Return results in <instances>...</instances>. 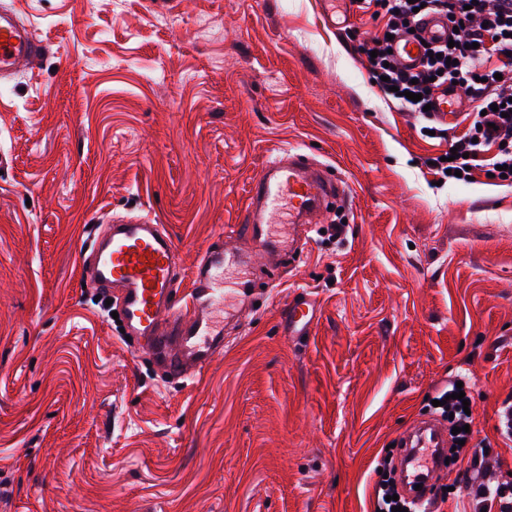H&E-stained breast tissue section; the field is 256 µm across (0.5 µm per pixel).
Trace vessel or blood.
<instances>
[{"label":"vessel or blood","mask_w":512,"mask_h":512,"mask_svg":"<svg viewBox=\"0 0 512 512\" xmlns=\"http://www.w3.org/2000/svg\"><path fill=\"white\" fill-rule=\"evenodd\" d=\"M448 39V22L431 14L420 23L418 37L398 51L406 63H418L425 44ZM46 47L13 11H0V79L32 67ZM341 184L322 170L286 150L273 157L249 189L247 215L231 232L252 249L273 256L280 243L276 228L288 226L290 237L303 234L315 219L341 201ZM223 247L202 256L187 299H178L176 247L163 225L128 221L105 225L97 248L84 261V275L104 288L118 289V302L128 333L146 338L156 360L170 374L190 378L218 352L223 337L214 320L223 302ZM317 305L305 291L288 303V338L308 336ZM448 446L447 432L436 422H421L397 460L398 472L419 504H426L434 478L441 475L440 455Z\"/></svg>","instance_id":"b4317fda"}]
</instances>
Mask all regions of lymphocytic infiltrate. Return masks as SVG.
Returning <instances> with one entry per match:
<instances>
[{
  "mask_svg": "<svg viewBox=\"0 0 512 512\" xmlns=\"http://www.w3.org/2000/svg\"><path fill=\"white\" fill-rule=\"evenodd\" d=\"M421 6L447 17L456 29L454 43L429 48L420 66L409 68L391 48L395 38L409 34ZM357 8L375 24L360 50L369 57L370 77L378 90L400 109L417 113L425 130L459 153L453 161L436 162L435 173L458 170L467 180L471 166L484 159L489 173L505 167L506 180L512 183V0H359ZM453 84L470 102L465 115L469 128L460 136L450 134L447 124L426 109L434 94ZM500 105L505 113H497ZM456 391V385L446 387L448 400L441 414L460 430L462 444L456 453L468 460L463 487L486 512H512V484L495 480L490 470V441H479L474 451L467 445L472 435L464 427L473 418L456 399Z\"/></svg>",
  "mask_w": 512,
  "mask_h": 512,
  "instance_id": "f902f5d3",
  "label": "lymphocytic infiltrate"
}]
</instances>
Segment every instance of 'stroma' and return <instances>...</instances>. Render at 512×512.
Returning <instances> with one entry per match:
<instances>
[{
    "instance_id": "obj_1",
    "label": "stroma",
    "mask_w": 512,
    "mask_h": 512,
    "mask_svg": "<svg viewBox=\"0 0 512 512\" xmlns=\"http://www.w3.org/2000/svg\"><path fill=\"white\" fill-rule=\"evenodd\" d=\"M47 52L0 80V512H373L389 445L456 373L496 441L512 393V184L437 183L370 82L372 21L322 0H0ZM297 149L341 182L280 283L230 265L224 348L168 377L85 286L112 218L165 227L180 295L241 250ZM311 293L309 336L284 337ZM317 309L316 301L308 292H298L291 298L285 316L289 340L298 341L309 336L317 318Z\"/></svg>"
}]
</instances>
